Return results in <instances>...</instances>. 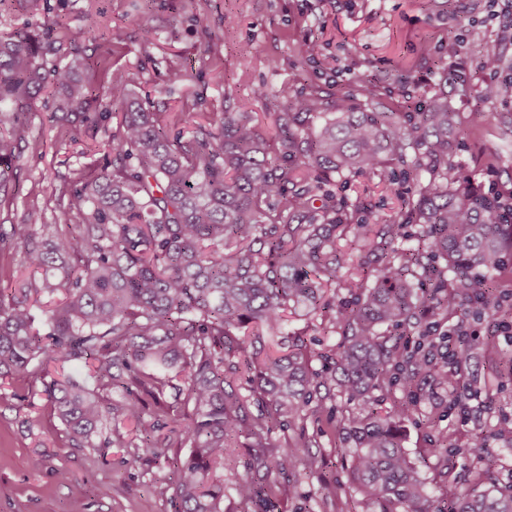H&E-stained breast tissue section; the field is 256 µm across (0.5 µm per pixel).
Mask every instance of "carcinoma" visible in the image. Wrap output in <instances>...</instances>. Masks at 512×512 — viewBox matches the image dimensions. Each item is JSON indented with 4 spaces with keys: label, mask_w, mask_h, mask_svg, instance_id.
Segmentation results:
<instances>
[{
    "label": "carcinoma",
    "mask_w": 512,
    "mask_h": 512,
    "mask_svg": "<svg viewBox=\"0 0 512 512\" xmlns=\"http://www.w3.org/2000/svg\"><path fill=\"white\" fill-rule=\"evenodd\" d=\"M36 22L0 35V196L27 132L25 115L49 89L55 113L76 131L102 115L121 113L102 143L105 166L67 188L79 234L43 223L36 211L9 227V244L30 270L20 295H0V377L44 379L47 365L92 367L97 388L53 380L45 392L74 447L113 445L106 425L140 421L142 396L158 408L142 428L140 454L157 460L167 444L155 432L181 412L187 423L172 459L176 478L164 484L172 512H264L280 496L276 482L252 473L286 475L295 465L288 445L272 439L285 417L320 412L311 393L332 382L357 403L363 418L349 427L351 480L380 512H512V493H460L433 505L402 446L401 418L378 409L374 392L410 390L438 364L401 336L379 327L420 324L448 315L473 298L496 308L483 277L512 250V224L497 218L493 197L470 179H448L450 138L458 117L435 97L422 112H378L351 99L332 104L297 97L277 113L273 131L249 112H213L185 135L170 134L161 113L146 107L122 77H99L100 63L83 51L96 29L75 31L47 0H19ZM65 64L51 62L57 54ZM413 153L428 175L417 197L399 196L402 221L382 226L344 287L353 300L324 299L341 259L336 233L366 223L368 205L350 203L310 181L329 184L376 171L391 184ZM421 227L417 243L400 245V229ZM62 293L37 318L35 304ZM321 314L344 339L318 380L301 337L280 356L249 352L248 336L281 332L288 308ZM41 320V328L35 327ZM243 378L249 394L233 381ZM118 392L114 403L109 394ZM246 439L247 474L224 486V452ZM233 509H224V498Z\"/></svg>",
    "instance_id": "1"
}]
</instances>
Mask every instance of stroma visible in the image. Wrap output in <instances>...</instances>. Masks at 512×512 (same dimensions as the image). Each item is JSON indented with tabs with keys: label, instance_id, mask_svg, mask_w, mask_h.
<instances>
[{
	"label": "stroma",
	"instance_id": "stroma-1",
	"mask_svg": "<svg viewBox=\"0 0 512 512\" xmlns=\"http://www.w3.org/2000/svg\"><path fill=\"white\" fill-rule=\"evenodd\" d=\"M146 5L153 15L148 33L135 22ZM508 11L512 0H67L65 15L75 28L127 26L124 43L90 41L84 49L101 56L106 74L123 76L133 90L148 89L153 111L170 116L225 110L262 116L308 95L416 112L445 93L461 129L449 156L452 173L492 194L512 190V27L499 20ZM309 41L318 45L311 57L304 53ZM490 43L499 46L502 62L488 75L479 66ZM486 80L502 86L497 99L480 100ZM371 83L372 99L364 94ZM52 110L51 94L41 93L15 161L16 188L0 200V224L20 223L32 210L47 224L74 223L61 189L103 163L97 144L115 130L118 116L108 114L94 137L76 143L71 123L51 119ZM419 178L408 163L393 191L372 172L337 181L338 196L364 197L370 205L366 228L348 230L336 243L343 273L359 261L369 230L397 218V195L415 196ZM286 329L302 335L320 373L321 353L343 340L341 329L301 311L288 312ZM469 343L462 382L470 415L450 407L447 387L425 374L411 391L377 393L386 410L409 403L403 446L435 498L454 489L512 486V338L487 316L471 323ZM15 390L25 401L11 399ZM322 404L319 416L273 432L277 442L297 444L303 463L285 478L271 512H379L348 480L344 428L358 417L357 405L336 387ZM133 429L127 421L113 426L110 436L124 440L121 448L71 447L41 382L0 383V512H72L76 482L85 512H172L157 492L171 472L165 462L136 459L128 446ZM478 436L488 448L482 463L467 453ZM34 458L41 468L31 467Z\"/></svg>",
	"mask_w": 512,
	"mask_h": 512
}]
</instances>
